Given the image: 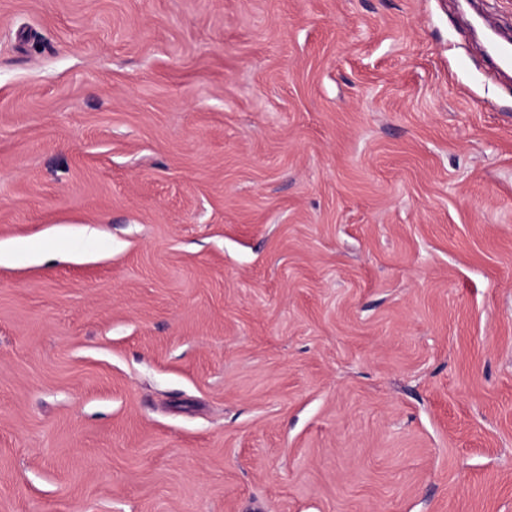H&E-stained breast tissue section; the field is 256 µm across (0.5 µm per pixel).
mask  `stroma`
<instances>
[{
    "mask_svg": "<svg viewBox=\"0 0 512 512\" xmlns=\"http://www.w3.org/2000/svg\"><path fill=\"white\" fill-rule=\"evenodd\" d=\"M474 15L512 0H0V512H512Z\"/></svg>",
    "mask_w": 512,
    "mask_h": 512,
    "instance_id": "obj_1",
    "label": "stroma"
}]
</instances>
